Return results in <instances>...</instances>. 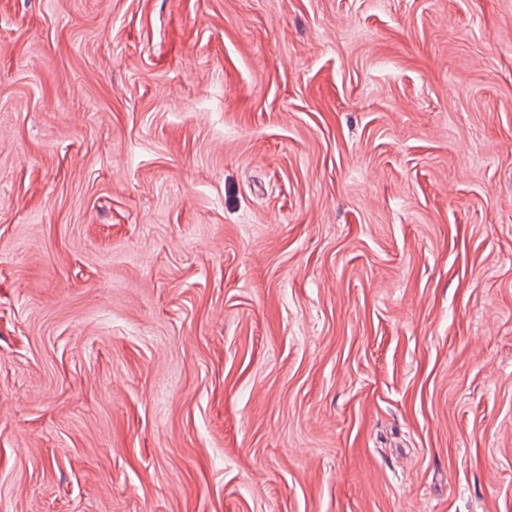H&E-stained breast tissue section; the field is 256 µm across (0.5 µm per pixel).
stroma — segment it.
<instances>
[{
    "label": "stroma",
    "instance_id": "35a3bbf8",
    "mask_svg": "<svg viewBox=\"0 0 512 512\" xmlns=\"http://www.w3.org/2000/svg\"><path fill=\"white\" fill-rule=\"evenodd\" d=\"M0 512H512V0H0Z\"/></svg>",
    "mask_w": 512,
    "mask_h": 512
}]
</instances>
